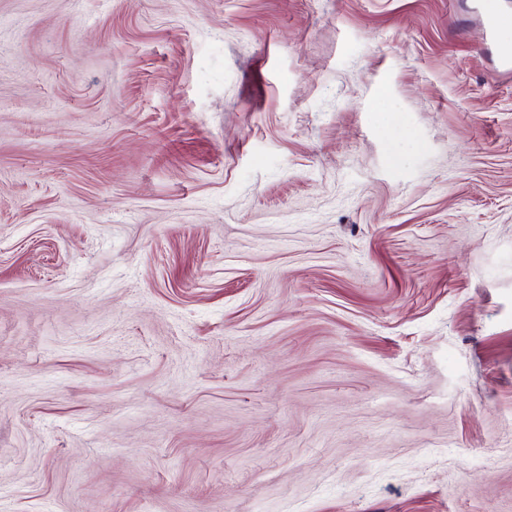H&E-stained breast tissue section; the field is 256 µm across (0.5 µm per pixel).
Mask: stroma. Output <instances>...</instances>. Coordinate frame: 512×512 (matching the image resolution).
Masks as SVG:
<instances>
[{
	"mask_svg": "<svg viewBox=\"0 0 512 512\" xmlns=\"http://www.w3.org/2000/svg\"><path fill=\"white\" fill-rule=\"evenodd\" d=\"M489 0H0V512H512Z\"/></svg>",
	"mask_w": 512,
	"mask_h": 512,
	"instance_id": "35a3bbf8",
	"label": "stroma"
}]
</instances>
